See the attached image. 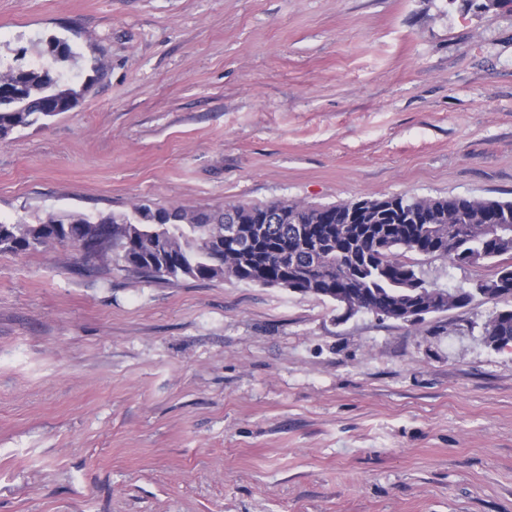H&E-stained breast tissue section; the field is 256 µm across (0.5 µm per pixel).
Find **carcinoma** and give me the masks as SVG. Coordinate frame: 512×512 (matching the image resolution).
I'll return each mask as SVG.
<instances>
[{"mask_svg": "<svg viewBox=\"0 0 512 512\" xmlns=\"http://www.w3.org/2000/svg\"><path fill=\"white\" fill-rule=\"evenodd\" d=\"M61 47L56 63L78 62L81 54L68 40L53 36ZM83 95L50 67L9 68L0 72V132L31 126L56 117L51 104L61 97ZM461 224L463 230L438 244L431 225ZM338 224H362L351 240H340L319 267H312L309 244ZM483 224L512 225V201L466 197L418 198L392 195L340 204L312 206L285 200L264 205L228 202L222 209L157 206L144 201L131 211L106 216L81 212L51 216L37 224L0 222V253L27 254L56 244L70 232L88 234L99 246L97 262L155 281L189 278L212 281L233 278L243 283L283 287L343 304L348 296L358 309L394 320L418 301L464 308L470 294L437 288L400 259L402 252L441 257L457 266L484 261L499 263L493 277L476 284L482 295L504 306L484 323L480 336L488 345L512 344V238L498 240L480 233ZM233 226L252 230L251 250L228 248L218 256L215 239Z\"/></svg>", "mask_w": 512, "mask_h": 512, "instance_id": "carcinoma-1", "label": "carcinoma"}]
</instances>
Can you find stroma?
<instances>
[{"label": "stroma", "mask_w": 512, "mask_h": 512, "mask_svg": "<svg viewBox=\"0 0 512 512\" xmlns=\"http://www.w3.org/2000/svg\"><path fill=\"white\" fill-rule=\"evenodd\" d=\"M87 91L0 140V221L512 200V10L461 0H0V66ZM440 288L491 263L408 254ZM233 279L0 253V512H512V347Z\"/></svg>", "instance_id": "stroma-1"}]
</instances>
